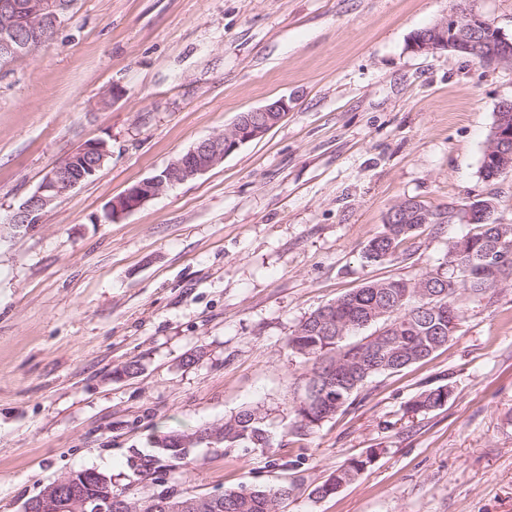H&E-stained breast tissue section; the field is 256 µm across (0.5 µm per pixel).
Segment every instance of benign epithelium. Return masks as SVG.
<instances>
[{
    "label": "benign epithelium",
    "instance_id": "obj_1",
    "mask_svg": "<svg viewBox=\"0 0 512 512\" xmlns=\"http://www.w3.org/2000/svg\"><path fill=\"white\" fill-rule=\"evenodd\" d=\"M76 0H0V60L13 62L29 57V44L50 40ZM410 49L416 53L439 50L478 52L477 61L486 69L512 61V37L508 38L482 15L456 8L448 16L427 27L421 36H412ZM288 101L281 98L240 115L224 134L197 142L185 154L173 160L156 175L139 181L112 198L107 217L118 219L157 197L166 188L195 180L224 160V157L252 141L262 138L288 112ZM491 138L499 144L488 155L502 165L512 164V151L506 150V140L512 139V109L502 108L497 128ZM101 140H89L53 165L37 189L13 214L12 224L31 228L41 223L44 213L58 199L82 184L87 175L103 167L109 158ZM99 492L85 489L86 473L71 472L51 481L36 497L27 500L22 512H140L144 499L128 492H112V477L95 471ZM203 507V502L191 499L180 490L163 502L165 512H190Z\"/></svg>",
    "mask_w": 512,
    "mask_h": 512
}]
</instances>
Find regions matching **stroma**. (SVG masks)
<instances>
[{
    "label": "stroma",
    "instance_id": "obj_1",
    "mask_svg": "<svg viewBox=\"0 0 512 512\" xmlns=\"http://www.w3.org/2000/svg\"><path fill=\"white\" fill-rule=\"evenodd\" d=\"M460 3L512 34V0H77L32 57L0 64V512L86 468L150 496L140 463L155 441L246 407L271 447L199 446L169 485L296 481L279 512H512V279L461 298L430 358L371 378L312 433L288 431L311 369L288 349L300 322L371 281L446 274L449 238L470 229L424 225L368 264L394 205L456 213L490 195L512 224V174L479 173L512 63L491 73L408 47ZM279 98L290 110L264 137L106 219L129 185ZM91 139L112 145L104 167L13 228ZM132 361L137 374L114 378ZM440 385L445 406L410 411ZM372 448L357 480L312 496Z\"/></svg>",
    "mask_w": 512,
    "mask_h": 512
}]
</instances>
